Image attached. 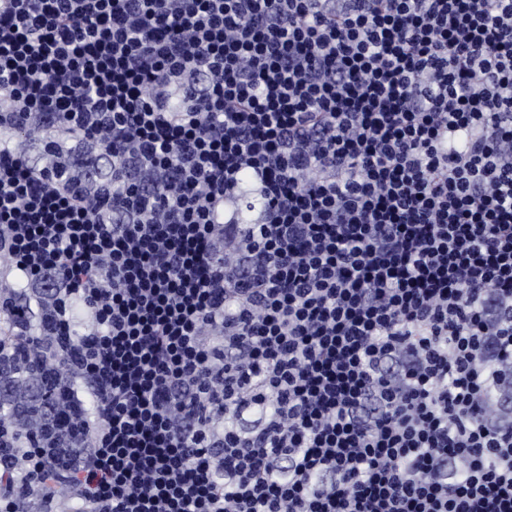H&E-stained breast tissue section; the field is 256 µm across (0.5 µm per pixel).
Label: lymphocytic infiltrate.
<instances>
[{
    "label": "lymphocytic infiltrate",
    "mask_w": 512,
    "mask_h": 512,
    "mask_svg": "<svg viewBox=\"0 0 512 512\" xmlns=\"http://www.w3.org/2000/svg\"><path fill=\"white\" fill-rule=\"evenodd\" d=\"M0 326V512H512V0H0Z\"/></svg>",
    "instance_id": "obj_1"
}]
</instances>
